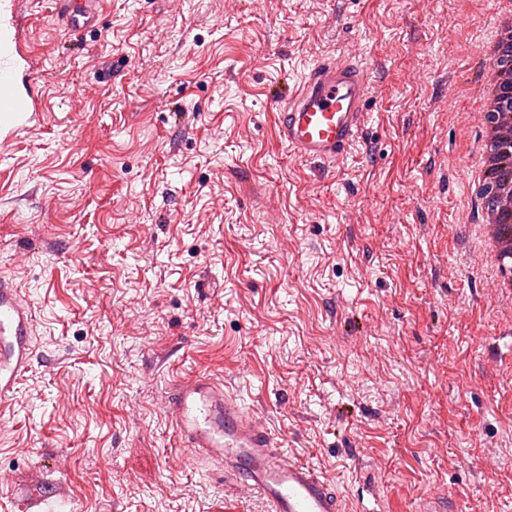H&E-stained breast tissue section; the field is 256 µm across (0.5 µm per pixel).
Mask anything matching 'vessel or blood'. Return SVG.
Segmentation results:
<instances>
[{"mask_svg":"<svg viewBox=\"0 0 512 512\" xmlns=\"http://www.w3.org/2000/svg\"><path fill=\"white\" fill-rule=\"evenodd\" d=\"M105 0H54L68 26L93 27ZM22 0H0V131L25 129L42 110L25 75L35 61L24 52ZM369 69L358 61L336 64L318 58L298 87L277 101L281 142L298 158L330 167L358 139L372 96ZM36 315L11 279L0 277V402L10 400L17 380L36 358ZM180 443L217 461L225 474L258 493L270 512H345L335 489L309 464L280 448L247 412L223 380L199 375L174 383L165 398ZM68 497L63 485L19 483L17 512H43L47 496Z\"/></svg>","mask_w":512,"mask_h":512,"instance_id":"b4317fda","label":"vessel or blood"}]
</instances>
